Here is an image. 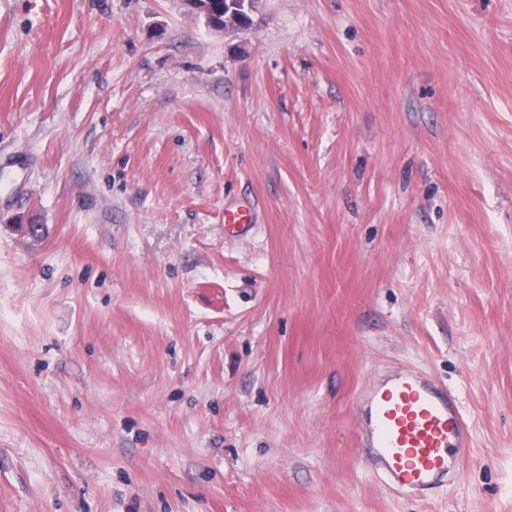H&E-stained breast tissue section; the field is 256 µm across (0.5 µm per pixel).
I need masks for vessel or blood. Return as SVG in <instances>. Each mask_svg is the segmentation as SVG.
Wrapping results in <instances>:
<instances>
[{
  "mask_svg": "<svg viewBox=\"0 0 512 512\" xmlns=\"http://www.w3.org/2000/svg\"><path fill=\"white\" fill-rule=\"evenodd\" d=\"M256 227L249 202L224 205L225 234L245 238ZM359 441L377 476L394 492L429 496L460 475L472 453V435L456 394L430 376L400 366L360 395Z\"/></svg>",
  "mask_w": 512,
  "mask_h": 512,
  "instance_id": "1",
  "label": "vessel or blood"
}]
</instances>
